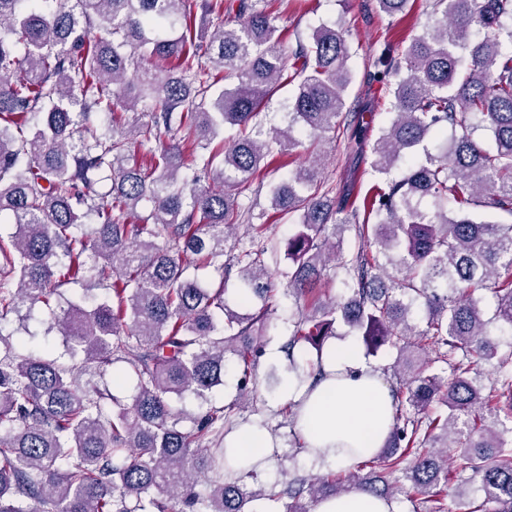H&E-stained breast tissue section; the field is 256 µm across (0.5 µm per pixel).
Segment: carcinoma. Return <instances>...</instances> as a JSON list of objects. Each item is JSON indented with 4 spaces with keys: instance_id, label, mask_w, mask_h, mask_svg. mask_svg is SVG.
I'll return each mask as SVG.
<instances>
[{
    "instance_id": "cac0c4a2",
    "label": "carcinoma",
    "mask_w": 512,
    "mask_h": 512,
    "mask_svg": "<svg viewBox=\"0 0 512 512\" xmlns=\"http://www.w3.org/2000/svg\"><path fill=\"white\" fill-rule=\"evenodd\" d=\"M263 2L204 0V13L234 19L197 39L189 0H0V217L15 227L0 236V323L25 306L52 309L65 283L106 291L53 315L74 363L0 349V512L46 502L56 512H247L256 500L268 512H311L353 491L389 502L399 473L435 502L431 512H446L440 485L467 471L484 494L471 512H512V431L499 428L512 421V350L490 339L512 328V0H433L431 25L406 45L384 44L374 76L398 81L371 151L379 182L362 205L351 187L330 195L319 154L270 189L273 209L296 216L285 242V295L300 307L282 346L288 372L300 382L320 374L338 322L370 352L397 347L385 448L362 461L364 475L259 485L267 457L225 469L235 449L224 437L251 425L241 411L278 292L266 225L235 194L303 136L323 143L340 130L359 141L365 132L347 109L343 30L321 26L288 54ZM408 2L375 7L392 17ZM295 80L287 125L256 122ZM145 101L149 115L136 111ZM119 108L131 111L126 127L92 122ZM227 124L236 135L212 146ZM480 129L488 141L475 138ZM138 137L157 142L147 165L132 153ZM102 173L111 185L99 193ZM200 173L220 189L196 187ZM474 210L494 219L477 222ZM190 259L217 283L190 276ZM231 264L240 302L261 300L258 312L228 310ZM329 269L344 293L323 302ZM483 290L495 300L490 314ZM421 344L436 358L411 355ZM231 359L237 398L205 407ZM435 362L450 372L431 371ZM480 362L498 374L488 388L471 376ZM114 365L134 381L129 405L99 386ZM186 397L199 401L189 430L171 405ZM447 448L457 449L453 472Z\"/></svg>"
}]
</instances>
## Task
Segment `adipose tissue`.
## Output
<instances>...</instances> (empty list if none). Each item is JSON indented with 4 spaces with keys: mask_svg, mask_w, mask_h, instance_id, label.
Wrapping results in <instances>:
<instances>
[{
    "mask_svg": "<svg viewBox=\"0 0 512 512\" xmlns=\"http://www.w3.org/2000/svg\"><path fill=\"white\" fill-rule=\"evenodd\" d=\"M323 364L327 379L313 388L285 380L280 399L299 405L295 429L305 456L349 470L384 447L395 401L380 370L366 364L356 346L329 345Z\"/></svg>",
    "mask_w": 512,
    "mask_h": 512,
    "instance_id": "ef3b65f1",
    "label": "adipose tissue"
}]
</instances>
